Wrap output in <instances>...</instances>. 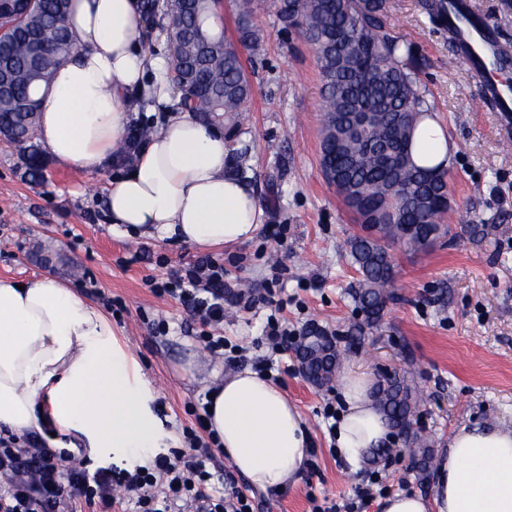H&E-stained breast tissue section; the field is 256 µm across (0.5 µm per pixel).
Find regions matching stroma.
I'll list each match as a JSON object with an SVG mask.
<instances>
[{
  "label": "stroma",
  "mask_w": 512,
  "mask_h": 512,
  "mask_svg": "<svg viewBox=\"0 0 512 512\" xmlns=\"http://www.w3.org/2000/svg\"><path fill=\"white\" fill-rule=\"evenodd\" d=\"M383 20L411 44L415 72L455 156L442 218L450 234L422 252L393 248L398 297L373 327L364 325L349 296L359 275L347 242L359 226L320 168L316 54L298 30L284 27L272 0H253L251 21L263 48L246 62L251 96L244 111L224 125L232 153L248 157L247 178L267 223L251 241L211 252L231 290L255 299L249 309L227 306L219 330L224 357L209 352L202 325L179 300L152 290L195 255L194 247L113 231L106 218L111 171L88 174L50 159L34 181L18 147L0 141V278L50 276L100 306L154 386L157 413L176 435L197 429L215 375L254 367L266 354L261 336L270 317L291 330L315 325L343 336L361 326V343L344 355L343 370L373 380L407 376L424 396L420 422L434 450L461 422L512 421V149L503 145L499 114L478 106L474 76L453 56L447 27L430 18L422 0H386ZM475 224L488 225L489 234L473 237ZM143 246L152 260L131 262ZM273 364L314 453L297 484L249 489L254 512L340 505L374 481L392 493H430L398 438L373 467L347 466L331 448L325 418L340 404L337 385L314 386L285 351Z\"/></svg>",
  "instance_id": "1"
}]
</instances>
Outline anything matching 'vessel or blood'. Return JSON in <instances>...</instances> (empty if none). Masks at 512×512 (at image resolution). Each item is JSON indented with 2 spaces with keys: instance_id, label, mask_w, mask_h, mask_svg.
<instances>
[{
  "instance_id": "vessel-or-blood-1",
  "label": "vessel or blood",
  "mask_w": 512,
  "mask_h": 512,
  "mask_svg": "<svg viewBox=\"0 0 512 512\" xmlns=\"http://www.w3.org/2000/svg\"><path fill=\"white\" fill-rule=\"evenodd\" d=\"M448 25L458 58L478 79L481 106L499 113L504 132H511L512 84L492 79L491 73L512 71V53H504V43L494 29L479 23L472 10L462 8L456 0L448 5Z\"/></svg>"
}]
</instances>
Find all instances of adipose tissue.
I'll return each mask as SVG.
<instances>
[{
  "label": "adipose tissue",
  "mask_w": 512,
  "mask_h": 512,
  "mask_svg": "<svg viewBox=\"0 0 512 512\" xmlns=\"http://www.w3.org/2000/svg\"><path fill=\"white\" fill-rule=\"evenodd\" d=\"M66 25L76 51L40 92L38 138L58 163L101 172L124 144L127 93L148 83L158 102H170L168 63L140 44L137 0H72ZM229 152L220 127L187 111L169 112L133 163L113 177L109 219L125 235L200 249L252 240L264 212L245 180L227 173ZM447 157L443 125L422 114L414 161L432 167ZM371 386L357 374L342 379L335 444L354 466L389 441ZM155 400L139 362L94 302L52 277L23 287L0 279V430L33 433L49 448L132 471L175 444ZM207 412L225 459L252 487L290 486L306 469L305 422L258 372L226 374L211 390ZM382 512H512V423L458 427L439 455L432 493L390 495Z\"/></svg>",
  "instance_id": "1"
}]
</instances>
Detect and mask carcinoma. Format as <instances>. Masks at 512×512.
I'll return each instance as SVG.
<instances>
[{
    "mask_svg": "<svg viewBox=\"0 0 512 512\" xmlns=\"http://www.w3.org/2000/svg\"><path fill=\"white\" fill-rule=\"evenodd\" d=\"M70 0H28L17 11L0 10V62L8 61L10 95L0 98V128L14 136L25 167L41 176L44 159L36 134L40 101L34 92L49 81L75 47L63 24ZM216 0H144V18L162 12L177 21L166 32L169 78L182 86L181 105L196 117L223 125L243 111L251 85L243 53L258 54L262 43L248 14L239 15L235 33L206 22ZM386 0H276L277 15L300 31L317 55L323 81L321 168L355 216L360 233L347 242L348 259L360 275L350 297L366 324L379 323L393 298L397 276L389 247L410 251L431 246L445 234L448 169L425 168L410 158L418 115L428 107L415 76L411 45L392 36L382 16ZM354 112H370L374 122L360 134ZM306 341L309 381L323 386L339 374L341 357L315 335ZM373 398L394 431L408 440L419 481L429 480L434 450L417 427L422 394L404 376L377 380Z\"/></svg>",
    "mask_w": 512,
    "mask_h": 512,
    "instance_id": "carcinoma-1",
    "label": "carcinoma"
}]
</instances>
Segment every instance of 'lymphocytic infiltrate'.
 <instances>
[{"label": "lymphocytic infiltrate", "mask_w": 512, "mask_h": 512, "mask_svg": "<svg viewBox=\"0 0 512 512\" xmlns=\"http://www.w3.org/2000/svg\"><path fill=\"white\" fill-rule=\"evenodd\" d=\"M155 292L178 297L193 319L207 326L224 320V269L209 255L196 257L170 271ZM188 452L157 456L135 472L89 471L86 461L68 451L53 452L35 438L0 437V512H75L76 502L111 512L112 490L120 488L134 503L135 512H170L173 501H183L190 512H253L238 486L214 494L208 469L214 459L210 443L188 434ZM169 490L168 501L154 495L156 487Z\"/></svg>", "instance_id": "lymphocytic-infiltrate-1"}]
</instances>
